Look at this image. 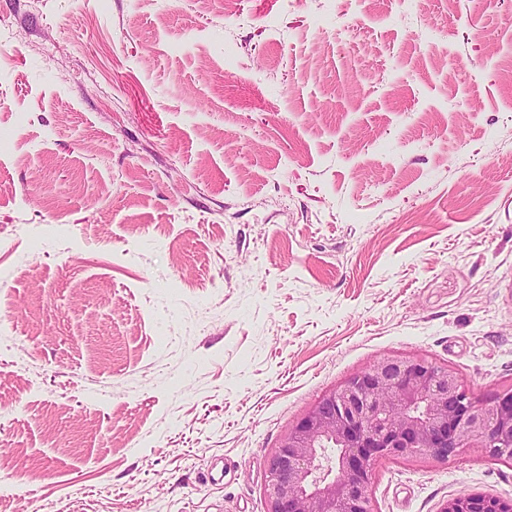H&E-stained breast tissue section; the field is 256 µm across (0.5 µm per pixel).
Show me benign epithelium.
I'll list each match as a JSON object with an SVG mask.
<instances>
[{
	"label": "benign epithelium",
	"instance_id": "benign-epithelium-1",
	"mask_svg": "<svg viewBox=\"0 0 512 512\" xmlns=\"http://www.w3.org/2000/svg\"><path fill=\"white\" fill-rule=\"evenodd\" d=\"M463 448L512 457V386L481 399L446 365L383 355L283 433L267 460L265 512H374L380 461L445 460ZM438 512H512V500L476 492L446 500Z\"/></svg>",
	"mask_w": 512,
	"mask_h": 512
}]
</instances>
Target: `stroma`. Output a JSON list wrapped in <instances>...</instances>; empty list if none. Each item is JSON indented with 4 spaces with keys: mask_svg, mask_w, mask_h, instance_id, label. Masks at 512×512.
<instances>
[{
    "mask_svg": "<svg viewBox=\"0 0 512 512\" xmlns=\"http://www.w3.org/2000/svg\"><path fill=\"white\" fill-rule=\"evenodd\" d=\"M387 353L512 378V0H0V512H264Z\"/></svg>",
    "mask_w": 512,
    "mask_h": 512,
    "instance_id": "1",
    "label": "stroma"
}]
</instances>
